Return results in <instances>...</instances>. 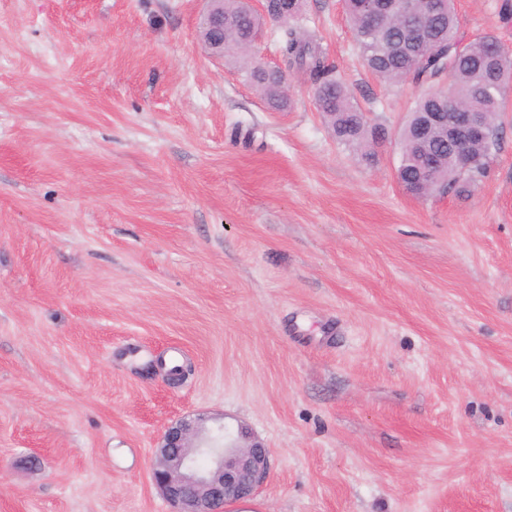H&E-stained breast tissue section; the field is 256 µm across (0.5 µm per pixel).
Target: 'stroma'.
<instances>
[{
	"mask_svg": "<svg viewBox=\"0 0 512 512\" xmlns=\"http://www.w3.org/2000/svg\"><path fill=\"white\" fill-rule=\"evenodd\" d=\"M502 0L459 32L512 50ZM202 0H0V512H172L164 428L269 450L230 512H512V105L485 176L409 194L421 90L363 67L340 0L302 27L370 126L339 143L308 73L271 110L198 34Z\"/></svg>",
	"mask_w": 512,
	"mask_h": 512,
	"instance_id": "35a3bbf8",
	"label": "stroma"
}]
</instances>
